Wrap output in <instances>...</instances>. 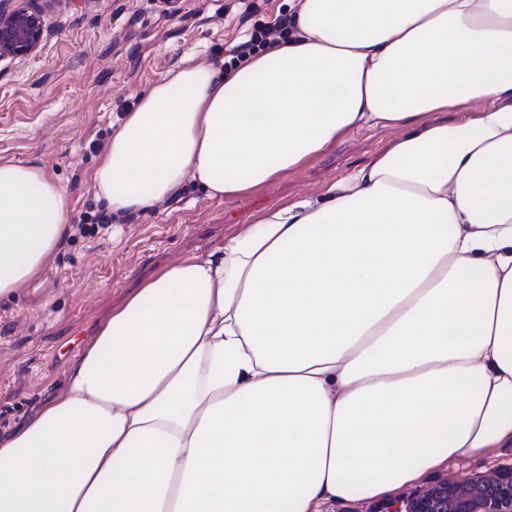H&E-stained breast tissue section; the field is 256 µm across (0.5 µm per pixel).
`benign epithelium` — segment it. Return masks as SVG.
<instances>
[{"instance_id": "7a95c632", "label": "benign epithelium", "mask_w": 512, "mask_h": 512, "mask_svg": "<svg viewBox=\"0 0 512 512\" xmlns=\"http://www.w3.org/2000/svg\"><path fill=\"white\" fill-rule=\"evenodd\" d=\"M38 0L0 8V60L25 56L44 38ZM392 512H512V467L506 472L440 481L396 506Z\"/></svg>"}]
</instances>
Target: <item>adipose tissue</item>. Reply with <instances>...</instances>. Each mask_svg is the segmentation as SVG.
Here are the masks:
<instances>
[{"label":"adipose tissue","mask_w":512,"mask_h":512,"mask_svg":"<svg viewBox=\"0 0 512 512\" xmlns=\"http://www.w3.org/2000/svg\"><path fill=\"white\" fill-rule=\"evenodd\" d=\"M289 18L288 42L228 75L160 77L113 124L96 198L233 197L345 130L397 138L131 294L0 439V512H323L512 446V0H303ZM72 211L40 165L0 164V298Z\"/></svg>","instance_id":"1"}]
</instances>
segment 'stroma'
I'll return each mask as SVG.
<instances>
[{"label":"stroma","instance_id":"35a3bbf8","mask_svg":"<svg viewBox=\"0 0 512 512\" xmlns=\"http://www.w3.org/2000/svg\"><path fill=\"white\" fill-rule=\"evenodd\" d=\"M290 0H41L45 35L24 58L0 61V163L34 160L72 197L71 221L105 213L93 173L112 124L167 72L217 64L243 35L240 16L273 23ZM390 128L351 129L335 144L274 181L234 198H202L186 186L146 212L109 217L110 226L64 239L33 287L42 306L0 300V436L33 416L65 381L68 365L113 310L165 265L223 245L262 211L322 194L388 150ZM512 466V447L462 458L393 497L331 499L324 512H386L437 481Z\"/></svg>","mask_w":512,"mask_h":512}]
</instances>
